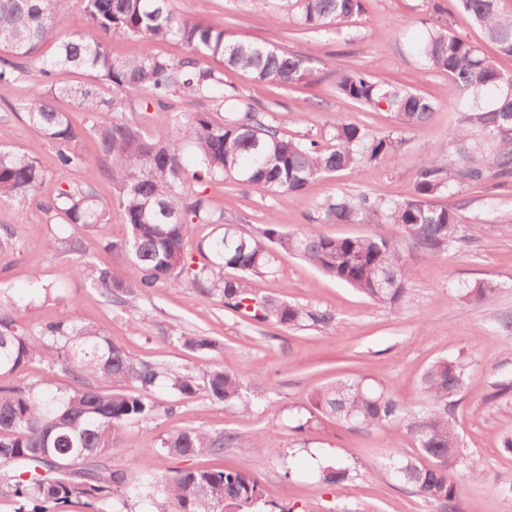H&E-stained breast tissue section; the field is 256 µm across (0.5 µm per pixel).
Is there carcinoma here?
Returning a JSON list of instances; mask_svg holds the SVG:
<instances>
[{
  "label": "carcinoma",
  "mask_w": 512,
  "mask_h": 512,
  "mask_svg": "<svg viewBox=\"0 0 512 512\" xmlns=\"http://www.w3.org/2000/svg\"><path fill=\"white\" fill-rule=\"evenodd\" d=\"M465 12L497 55L512 59V10L501 0H452ZM66 0H0V100L34 66L42 88L20 105L41 137L58 147L56 175L62 188L50 210L62 224L98 231L112 223V206L95 194L97 170L78 148L81 131L70 113L54 102L67 100L98 116L89 128L109 160L127 235L112 242L113 260L126 269L116 279L98 268L94 284L116 307H126L178 280L196 295L216 296L224 309L259 324L297 326L306 320L329 323L326 312H312L271 296L252 293L250 280L275 273V253L285 251L346 284L375 304L402 305L413 269L405 256L434 259L465 243L457 208L434 199L457 188L512 185V72L501 70L480 46L441 26H431L416 51L429 70L448 74L462 94L454 108L453 133L445 144L424 150L413 194L386 201L366 192L328 196L314 203L320 224H392L395 236L330 237L314 229L283 233L269 221L256 234L227 226L199 249L201 260L184 250L195 222L224 224L199 187L229 177L254 192L302 194L314 181L342 170L364 171L393 154L405 136L421 130L436 102L403 85L362 69L342 70L336 88L345 99L393 114L394 129L375 134L363 126L336 121L325 142L289 138L258 118L251 98L224 93V79L199 57L219 58L256 85L286 88L313 81L309 56L265 41L229 40L224 30L182 15L175 0H84L91 27L102 39L77 35L44 53L65 21ZM282 14L305 29L342 27L362 12L361 0H281ZM138 37L175 40L194 56L172 60L151 53L112 55L103 40ZM82 70L93 81L73 83L67 74ZM234 102L233 116L220 121L207 112L182 110L183 100ZM146 103L170 118L169 129L147 134L134 122L109 115L133 112ZM195 155L185 165L186 147ZM84 172L79 183L71 175ZM45 179L40 162L27 154L0 150V203L35 195ZM183 347L202 354L224 348L204 335H180ZM40 359L70 374L77 386L49 394L39 383L0 385V467L16 474L0 479V497L13 512H49L70 505L112 512L117 496L146 498L157 512H290L263 500L257 473L248 463L211 471L177 468L137 479L101 463L118 447L121 429L168 412L155 400L164 385L181 400L200 393L226 408L247 404L248 371L214 365L199 376L137 358L98 327L71 313L34 334L21 322L19 307L0 291V378ZM466 389V366L438 360L422 377L427 404L413 410L386 391L360 381L338 380L313 394L324 414L367 432L401 424L416 443L417 458L396 453L392 465L440 512H456L465 484L454 479L463 461L458 433L449 420L456 398ZM245 439L199 428L167 430L160 450L172 458L221 455ZM340 463L319 469L320 482H346Z\"/></svg>",
  "instance_id": "cac0c4a2"
}]
</instances>
